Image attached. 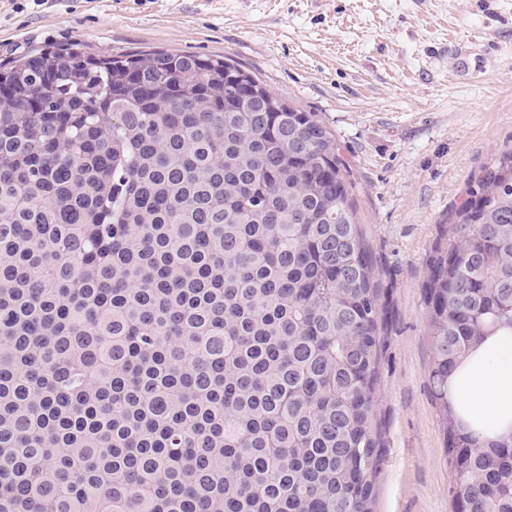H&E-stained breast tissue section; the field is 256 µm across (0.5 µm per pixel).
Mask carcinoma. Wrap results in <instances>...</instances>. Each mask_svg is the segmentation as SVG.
Instances as JSON below:
<instances>
[{
  "label": "carcinoma",
  "mask_w": 512,
  "mask_h": 512,
  "mask_svg": "<svg viewBox=\"0 0 512 512\" xmlns=\"http://www.w3.org/2000/svg\"><path fill=\"white\" fill-rule=\"evenodd\" d=\"M317 114L229 58L0 62V512H373L381 314ZM429 263L460 512H512V433L448 376L512 334V150Z\"/></svg>",
  "instance_id": "cac0c4a2"
}]
</instances>
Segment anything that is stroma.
Returning a JSON list of instances; mask_svg holds the SVG:
<instances>
[{"instance_id":"obj_1","label":"stroma","mask_w":512,"mask_h":512,"mask_svg":"<svg viewBox=\"0 0 512 512\" xmlns=\"http://www.w3.org/2000/svg\"><path fill=\"white\" fill-rule=\"evenodd\" d=\"M65 43L227 57L318 114L383 312L373 508L454 512L429 259L472 178L512 148V0H0V60Z\"/></svg>"}]
</instances>
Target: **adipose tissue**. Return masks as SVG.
<instances>
[{
  "instance_id": "obj_1",
  "label": "adipose tissue",
  "mask_w": 512,
  "mask_h": 512,
  "mask_svg": "<svg viewBox=\"0 0 512 512\" xmlns=\"http://www.w3.org/2000/svg\"><path fill=\"white\" fill-rule=\"evenodd\" d=\"M456 399L467 406L471 418L492 421L512 418V336H498L475 355Z\"/></svg>"
}]
</instances>
